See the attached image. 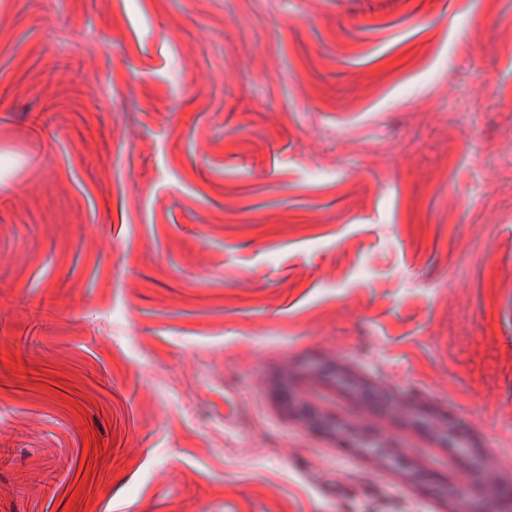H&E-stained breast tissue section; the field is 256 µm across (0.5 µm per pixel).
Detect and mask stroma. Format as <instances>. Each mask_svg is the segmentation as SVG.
Masks as SVG:
<instances>
[{"instance_id":"obj_1","label":"stroma","mask_w":512,"mask_h":512,"mask_svg":"<svg viewBox=\"0 0 512 512\" xmlns=\"http://www.w3.org/2000/svg\"><path fill=\"white\" fill-rule=\"evenodd\" d=\"M509 171L512 0H0V512H444L338 361L512 468ZM336 423V439L343 443L354 444L352 448L364 460L374 464L390 466L391 463H397L399 466L394 470L399 478L407 484L420 487L425 493L430 494L434 488V482L425 484L424 480L428 477V469L432 467L430 457L424 454H417L407 448L401 441L386 436L384 434L375 436L371 432L362 429L348 417ZM374 439V448H361L360 445L371 444L370 439ZM424 475V480L417 483L413 480V474Z\"/></svg>"}]
</instances>
